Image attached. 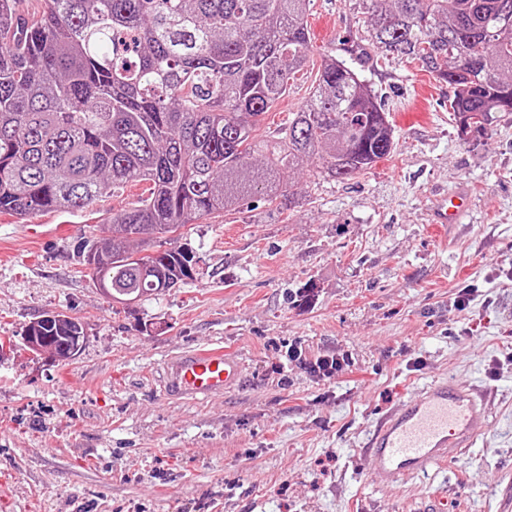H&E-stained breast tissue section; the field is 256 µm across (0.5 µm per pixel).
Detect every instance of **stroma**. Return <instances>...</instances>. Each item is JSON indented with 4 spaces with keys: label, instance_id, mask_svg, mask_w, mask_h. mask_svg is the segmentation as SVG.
<instances>
[{
    "label": "stroma",
    "instance_id": "stroma-1",
    "mask_svg": "<svg viewBox=\"0 0 512 512\" xmlns=\"http://www.w3.org/2000/svg\"><path fill=\"white\" fill-rule=\"evenodd\" d=\"M306 21L309 62L259 134L297 111L331 56L388 113L391 158L345 183L301 172L291 211L244 202L185 225L165 246L193 249L198 275L131 306L94 287L78 247L110 236L108 217L146 184L71 215L0 214V512H417L439 492L455 512H512V112L461 139L452 87L379 58L361 0H311ZM462 183L464 223H427L430 198ZM37 224L49 234L32 236ZM45 313L84 323L76 358L23 340ZM292 344L351 368L316 381L289 362ZM217 346L242 357L240 386L170 398L163 362ZM445 375L497 390L485 435L453 466L386 489L361 454L368 433Z\"/></svg>",
    "mask_w": 512,
    "mask_h": 512
}]
</instances>
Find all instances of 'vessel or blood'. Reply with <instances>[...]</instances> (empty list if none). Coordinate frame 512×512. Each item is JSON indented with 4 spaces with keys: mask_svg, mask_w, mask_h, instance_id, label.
Returning a JSON list of instances; mask_svg holds the SVG:
<instances>
[{
    "mask_svg": "<svg viewBox=\"0 0 512 512\" xmlns=\"http://www.w3.org/2000/svg\"><path fill=\"white\" fill-rule=\"evenodd\" d=\"M471 195L459 189L436 197L427 210L431 224H456ZM242 360L215 347L167 360L163 382L175 397L207 400L241 383ZM493 389L451 377L420 388L417 396L386 412L364 443L371 472L389 488L446 465L473 448L485 434Z\"/></svg>",
    "mask_w": 512,
    "mask_h": 512,
    "instance_id": "obj_1",
    "label": "vessel or blood"
}]
</instances>
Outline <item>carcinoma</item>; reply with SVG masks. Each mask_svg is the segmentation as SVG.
<instances>
[{
	"label": "carcinoma",
	"mask_w": 512,
	"mask_h": 512,
	"mask_svg": "<svg viewBox=\"0 0 512 512\" xmlns=\"http://www.w3.org/2000/svg\"><path fill=\"white\" fill-rule=\"evenodd\" d=\"M26 19L0 0V213H73L130 181L147 196L85 241L118 293L143 299L195 278L189 250L146 252L194 221L260 195L309 162L348 181L395 149L376 95L329 58L311 98L270 138L260 117L306 64L309 0H40ZM367 40L455 88L463 134L512 111V0H364ZM57 359L83 347L82 321L30 323Z\"/></svg>",
	"instance_id": "1"
}]
</instances>
